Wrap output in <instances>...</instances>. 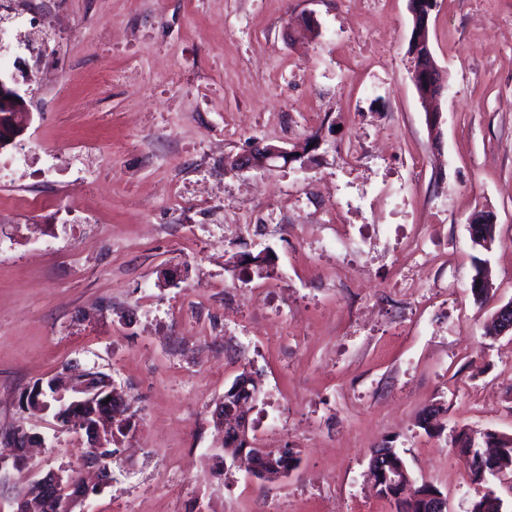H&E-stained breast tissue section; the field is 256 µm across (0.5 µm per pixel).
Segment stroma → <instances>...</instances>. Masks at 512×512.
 <instances>
[{
  "mask_svg": "<svg viewBox=\"0 0 512 512\" xmlns=\"http://www.w3.org/2000/svg\"><path fill=\"white\" fill-rule=\"evenodd\" d=\"M68 30L55 29L51 5ZM0 72L31 89L9 154L64 153L47 179L0 182V236L52 215L50 237L0 251V434H40L0 482L14 512L30 482L90 442L22 406L73 363L107 375L136 428L86 512H395L368 476L395 448L449 512L512 487L475 483L452 435H512V335L486 336L512 301V0H436L430 44L445 72L441 140L412 81L409 0H32ZM316 29H309L308 19ZM303 162L231 165L253 141ZM38 197L40 207L24 206ZM495 216L491 250L468 222ZM366 227L346 257L336 227ZM427 225L419 251L399 244ZM264 255L234 279L240 255ZM489 294L471 291L476 260ZM276 285V307L262 290ZM261 376L255 428L292 473L220 465L215 424L243 369ZM442 409L422 427L420 413Z\"/></svg>",
  "mask_w": 512,
  "mask_h": 512,
  "instance_id": "35a3bbf8",
  "label": "stroma"
}]
</instances>
